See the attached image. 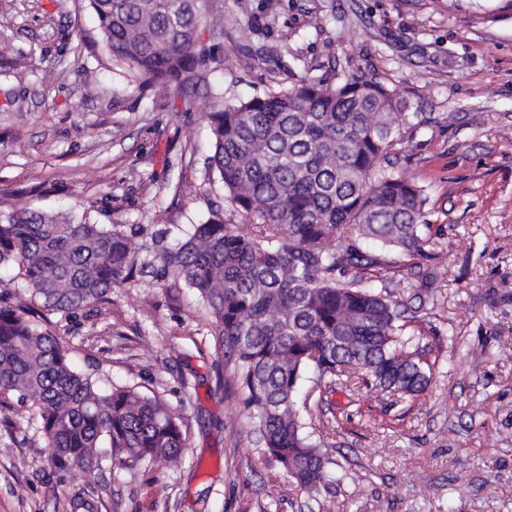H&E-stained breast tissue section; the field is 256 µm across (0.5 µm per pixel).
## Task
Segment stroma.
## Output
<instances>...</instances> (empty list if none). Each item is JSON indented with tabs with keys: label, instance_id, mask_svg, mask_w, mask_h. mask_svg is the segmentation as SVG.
<instances>
[{
	"label": "stroma",
	"instance_id": "35a3bbf8",
	"mask_svg": "<svg viewBox=\"0 0 512 512\" xmlns=\"http://www.w3.org/2000/svg\"><path fill=\"white\" fill-rule=\"evenodd\" d=\"M98 38L86 0H0V209L85 213L139 245L214 208L239 223L204 165V91L156 99ZM201 41L232 95L356 73L427 117L402 129L395 162L431 186L437 257L402 275L432 385L406 399L362 385L350 399L307 376L305 431L347 475L306 492L253 433L195 292L144 274L66 340L77 367L176 412L178 464L62 479L35 424L0 413V512H512V0H224L223 37ZM20 53L27 68L5 70Z\"/></svg>",
	"mask_w": 512,
	"mask_h": 512
}]
</instances>
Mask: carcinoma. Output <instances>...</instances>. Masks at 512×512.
Listing matches in <instances>:
<instances>
[{
    "label": "carcinoma",
    "mask_w": 512,
    "mask_h": 512,
    "mask_svg": "<svg viewBox=\"0 0 512 512\" xmlns=\"http://www.w3.org/2000/svg\"><path fill=\"white\" fill-rule=\"evenodd\" d=\"M87 2L112 58L154 96L184 98L202 85L212 99L206 165L243 221L226 224L216 210L172 245L155 234L152 273L195 291L266 452L316 491L329 458L300 417L308 372L331 390L370 382L400 398L431 383L400 324L407 285L387 273L433 245L429 186L390 166L418 113L357 74L332 83L307 72L286 89L226 100L201 45L204 30L224 35L222 0ZM139 265L119 224L0 211V269H17L25 284L21 295L0 291V411L31 413L62 477L77 469L95 480L107 461L175 463L187 446L158 396L103 385L98 366H74L61 336Z\"/></svg>",
    "instance_id": "1"
}]
</instances>
